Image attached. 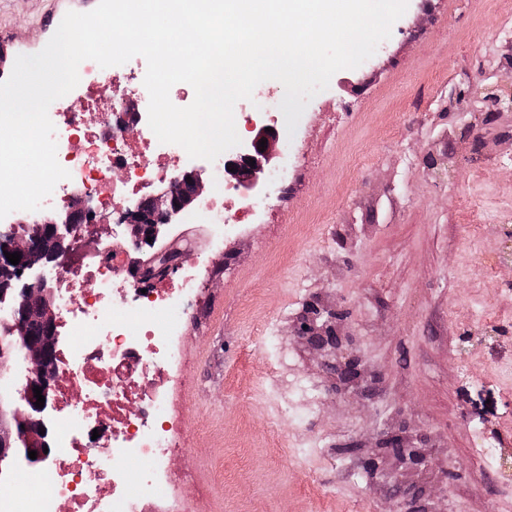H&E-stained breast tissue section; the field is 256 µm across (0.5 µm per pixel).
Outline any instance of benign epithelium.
Segmentation results:
<instances>
[{
	"mask_svg": "<svg viewBox=\"0 0 512 512\" xmlns=\"http://www.w3.org/2000/svg\"><path fill=\"white\" fill-rule=\"evenodd\" d=\"M487 98L497 111L512 112L511 87L499 83L487 92ZM266 128L265 124H252L249 136L224 161V180L249 199L266 195L263 176L268 173L280 139L278 130L268 132ZM263 139L267 144L262 147ZM203 171V166L191 161L177 177L136 203L126 216L135 241L146 246L157 241L163 226L200 204L205 190ZM84 220H90V207L87 195L77 191L66 209L33 222L21 235L12 227L0 228V280L23 282L22 290L11 300L0 298V316L10 319L9 331L0 335V350L15 353L21 370L18 406L12 409L0 406V448L14 449V464L19 469L32 464L28 456L31 450L37 451V459L45 458L46 436L40 430L44 429L46 408L35 406L33 388H42L45 397L52 389L57 368L56 261L70 246L73 224ZM7 252L20 253L19 263L11 264L5 256ZM34 320L49 329L48 335L38 342L25 337L29 323Z\"/></svg>",
	"mask_w": 512,
	"mask_h": 512,
	"instance_id": "7a95c632",
	"label": "benign epithelium"
}]
</instances>
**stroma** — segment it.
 <instances>
[{"label":"stroma","instance_id":"35a3bbf8","mask_svg":"<svg viewBox=\"0 0 512 512\" xmlns=\"http://www.w3.org/2000/svg\"><path fill=\"white\" fill-rule=\"evenodd\" d=\"M79 0H0L31 51ZM512 0H408L373 56L336 72L281 133L259 214L198 212L157 248L208 265L172 416L184 512H512ZM283 86L234 108L280 125ZM318 320L361 358L302 338ZM425 466L386 452L388 432Z\"/></svg>","mask_w":512,"mask_h":512}]
</instances>
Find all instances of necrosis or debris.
Masks as SVG:
<instances>
[{
    "label": "necrosis or debris",
    "instance_id": "4bbe7bcc",
    "mask_svg": "<svg viewBox=\"0 0 512 512\" xmlns=\"http://www.w3.org/2000/svg\"><path fill=\"white\" fill-rule=\"evenodd\" d=\"M80 76L86 95L55 134L70 178L52 196L65 207L69 185L84 187L95 220L75 225L71 249L94 247L95 259L61 263L58 371L46 419L51 450L32 475L36 490L5 500L9 512H152L171 487L181 447L171 384L202 282L192 270L177 283L113 281L128 259L114 217L154 183L175 178L183 158L158 141L137 107L143 83L118 86L91 60ZM160 312L171 320L150 323ZM132 459L143 463L134 481L126 468Z\"/></svg>",
    "mask_w": 512,
    "mask_h": 512
}]
</instances>
